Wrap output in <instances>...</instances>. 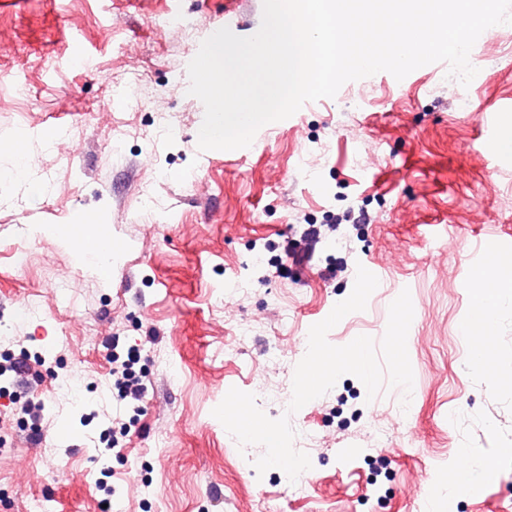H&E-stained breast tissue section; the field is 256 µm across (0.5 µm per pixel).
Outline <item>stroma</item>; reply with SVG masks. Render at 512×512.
Returning <instances> with one entry per match:
<instances>
[{"label": "stroma", "instance_id": "1", "mask_svg": "<svg viewBox=\"0 0 512 512\" xmlns=\"http://www.w3.org/2000/svg\"><path fill=\"white\" fill-rule=\"evenodd\" d=\"M224 9L225 0L0 7V142L25 139L24 163L0 193V512H27L33 498L54 512H422L426 480L456 490L439 512H512V308L489 355L501 381L463 364L482 256L512 241V162L495 161L512 130V25L478 37L470 57L481 68L461 95L449 93L443 62L400 81L379 72L263 126L253 152L203 151L204 106L186 91L187 66ZM176 18L195 26L192 41L179 40ZM492 57L498 66L485 68ZM144 70L150 92L127 109L113 82ZM160 102L180 113L181 130L146 138ZM105 108L127 132L122 152ZM62 128L68 142L46 153ZM303 155L320 160L314 179L299 172ZM193 179L209 194H195ZM33 181L56 190L32 195ZM351 210L370 223L346 221ZM82 214L120 253L109 275L77 261L89 248L73 233ZM362 263L379 284L327 339L381 340L391 302L409 290L411 414L391 415L401 389L371 400L342 376L290 416L312 438L302 485L277 468L257 474L263 447H239L212 411L235 387L280 418L267 390L291 395L310 327L348 297ZM233 278L247 279L248 293L223 300ZM32 298L40 314L18 318ZM246 321L260 333L235 343ZM113 341L141 352V411L112 408ZM17 361L25 376L9 371ZM77 373L85 386L74 402L59 387ZM380 422L386 439L363 447ZM467 447L495 457L493 478L455 476Z\"/></svg>", "mask_w": 512, "mask_h": 512}]
</instances>
